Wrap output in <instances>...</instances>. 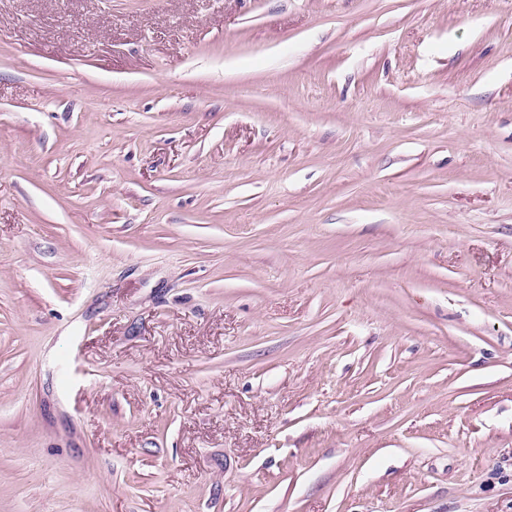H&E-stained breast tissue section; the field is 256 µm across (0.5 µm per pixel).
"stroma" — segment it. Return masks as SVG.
<instances>
[{"label": "stroma", "instance_id": "stroma-1", "mask_svg": "<svg viewBox=\"0 0 512 512\" xmlns=\"http://www.w3.org/2000/svg\"><path fill=\"white\" fill-rule=\"evenodd\" d=\"M0 512H512V0H0Z\"/></svg>", "mask_w": 512, "mask_h": 512}]
</instances>
